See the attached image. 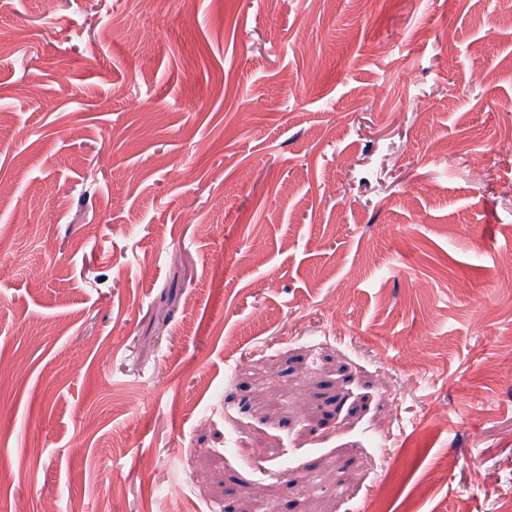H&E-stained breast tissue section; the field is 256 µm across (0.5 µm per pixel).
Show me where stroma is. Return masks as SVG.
Listing matches in <instances>:
<instances>
[{
	"label": "stroma",
	"mask_w": 512,
	"mask_h": 512,
	"mask_svg": "<svg viewBox=\"0 0 512 512\" xmlns=\"http://www.w3.org/2000/svg\"><path fill=\"white\" fill-rule=\"evenodd\" d=\"M1 112L0 512H512V11L0 0Z\"/></svg>",
	"instance_id": "35a3bbf8"
}]
</instances>
